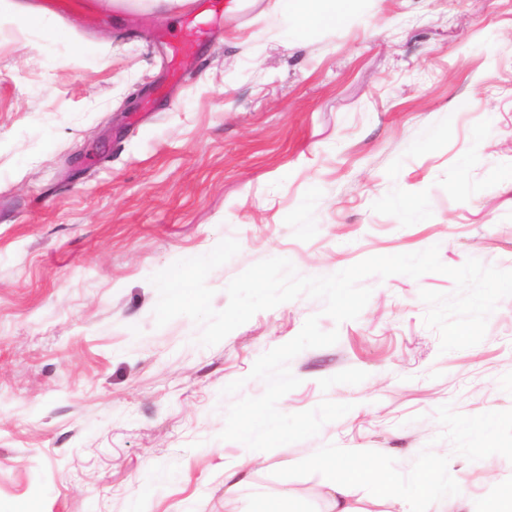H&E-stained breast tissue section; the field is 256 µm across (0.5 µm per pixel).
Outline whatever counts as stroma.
<instances>
[{
  "label": "stroma",
  "mask_w": 512,
  "mask_h": 512,
  "mask_svg": "<svg viewBox=\"0 0 512 512\" xmlns=\"http://www.w3.org/2000/svg\"><path fill=\"white\" fill-rule=\"evenodd\" d=\"M28 2L37 20L0 11V512H328L321 463L354 448L414 490L357 479V506L448 512L417 489L458 475V512H488L512 485V297L446 353L419 292L454 283L433 272L365 278L353 320L303 295L205 347L188 317L156 327L149 278L226 238L217 310L272 257L327 276L435 245L512 270V0H338L302 36L232 0L179 79L189 7ZM313 315L339 339L290 361L278 408L351 411L285 449L219 440L222 389L260 396L254 362Z\"/></svg>",
  "instance_id": "obj_1"
}]
</instances>
